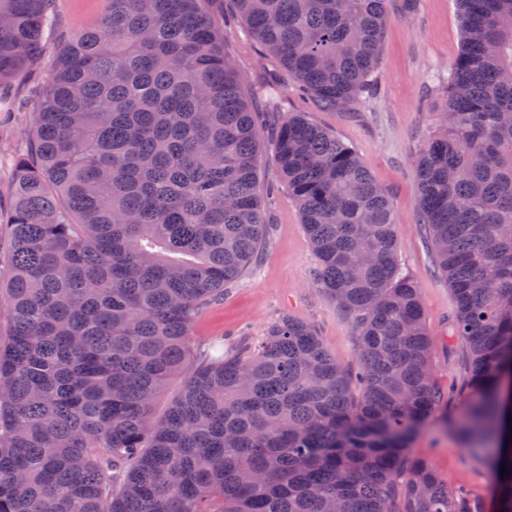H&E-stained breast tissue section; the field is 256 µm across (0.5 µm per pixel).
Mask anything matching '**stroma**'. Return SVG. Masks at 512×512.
I'll return each instance as SVG.
<instances>
[{
	"label": "stroma",
	"mask_w": 512,
	"mask_h": 512,
	"mask_svg": "<svg viewBox=\"0 0 512 512\" xmlns=\"http://www.w3.org/2000/svg\"><path fill=\"white\" fill-rule=\"evenodd\" d=\"M107 0H55L61 25L47 35L35 71L0 89V215L6 214L13 181L11 157L27 151L34 113L49 72L68 33L98 21ZM214 19L224 34V52L241 73L246 93L278 84L285 92L278 113L257 103V121L300 112L312 123L354 148L375 181L393 202L400 246V271L418 287L432 335L430 369L448 394L439 419L412 439L409 454L427 461L449 489L465 488L480 512H493L494 475L484 453L471 449L460 430L466 420L464 385L469 371L465 345L454 334L457 305L438 271L418 207V186L411 164L440 100L426 75L447 70L460 51L455 0H391L376 71L373 98L349 109L327 112L302 97L278 62L249 34L235 0H222ZM261 185L278 193L267 209L266 243L257 268L227 286L223 300L207 306L193 326L195 341L227 346L258 338L282 314L310 322L327 350L347 369L357 363L356 336L350 319L314 284L317 258L304 233L299 209L289 196L274 161V146L261 138Z\"/></svg>",
	"instance_id": "stroma-1"
}]
</instances>
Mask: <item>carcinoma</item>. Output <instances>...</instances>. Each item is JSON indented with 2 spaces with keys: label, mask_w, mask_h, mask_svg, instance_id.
<instances>
[{
  "label": "carcinoma",
  "mask_w": 512,
  "mask_h": 512,
  "mask_svg": "<svg viewBox=\"0 0 512 512\" xmlns=\"http://www.w3.org/2000/svg\"><path fill=\"white\" fill-rule=\"evenodd\" d=\"M107 2L63 43L14 163L0 512H472L408 456L445 394L392 204L299 112L271 129L275 159L357 371L290 314L220 358L194 342L262 252L259 130L207 0ZM236 2L320 108L370 93L389 0ZM456 2L461 49L413 165L471 357L464 432L496 474L494 512H512V0ZM56 23L54 0H0V87Z\"/></svg>",
  "instance_id": "1"
}]
</instances>
